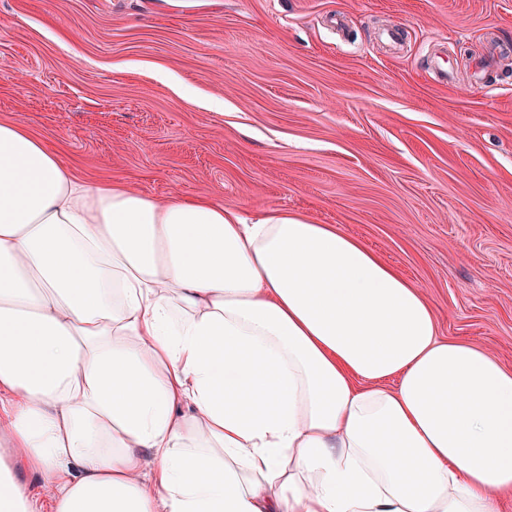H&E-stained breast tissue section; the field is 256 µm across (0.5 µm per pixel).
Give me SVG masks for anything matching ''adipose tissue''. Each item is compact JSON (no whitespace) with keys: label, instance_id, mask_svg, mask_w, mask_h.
Wrapping results in <instances>:
<instances>
[{"label":"adipose tissue","instance_id":"1","mask_svg":"<svg viewBox=\"0 0 512 512\" xmlns=\"http://www.w3.org/2000/svg\"><path fill=\"white\" fill-rule=\"evenodd\" d=\"M0 429L71 475L45 504L0 463V512L512 502V369L422 288L331 224L82 182L8 122Z\"/></svg>","mask_w":512,"mask_h":512}]
</instances>
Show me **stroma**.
Listing matches in <instances>:
<instances>
[{"instance_id": "stroma-1", "label": "stroma", "mask_w": 512, "mask_h": 512, "mask_svg": "<svg viewBox=\"0 0 512 512\" xmlns=\"http://www.w3.org/2000/svg\"><path fill=\"white\" fill-rule=\"evenodd\" d=\"M0 122L90 184L336 225L512 368V0H0Z\"/></svg>"}]
</instances>
